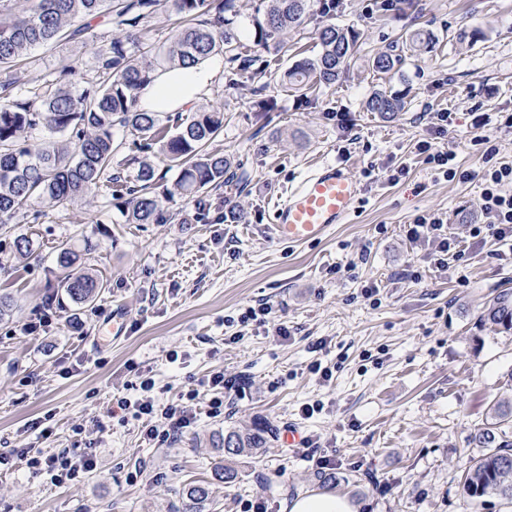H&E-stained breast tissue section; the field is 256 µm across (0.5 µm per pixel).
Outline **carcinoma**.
<instances>
[{
    "label": "carcinoma",
    "instance_id": "cac0c4a2",
    "mask_svg": "<svg viewBox=\"0 0 512 512\" xmlns=\"http://www.w3.org/2000/svg\"><path fill=\"white\" fill-rule=\"evenodd\" d=\"M376 5L396 14L418 7L417 0H378ZM335 10L336 0H266L265 9L249 19L254 30L249 46L240 37L238 0H37L34 8L22 11L11 0H0V71L5 73L0 79V235L12 239L13 252L25 255L31 251L30 241L12 235L11 225L36 223L42 208L68 210L91 195L101 197L105 208L117 206L125 224L167 221L154 165L145 157H132L112 166L116 127L138 141L141 153L155 152L177 170L166 195L192 201L207 188L223 187L234 161L210 146L224 133V112L195 106L190 116L170 126L161 122V113L137 108L139 93L159 71L218 54L237 65L238 72L261 78L283 52L285 32L302 30L317 18L318 52L283 72L292 89L316 95L336 82L360 49V32L327 23ZM159 13L175 17L172 35L160 45L139 42L142 27ZM89 19H102L117 29L97 49L99 76L77 90L71 65L26 90L8 76L29 51L82 34ZM79 20L82 24L75 25ZM430 41V34L412 30L388 51L369 58V66L378 74L398 72L406 53L426 48ZM365 108L390 119L406 108V101L381 89ZM58 258L69 269L58 287L71 303L90 305L109 288L103 276L77 265L79 254L70 243L59 245ZM478 320L483 328L511 334L512 291L493 296ZM510 423L512 404L498 402L491 408V422L472 436L480 453L464 461L463 486L476 512L486 497L512 502V440L505 431ZM275 439L272 425L255 421L229 426L209 438V444L224 451L227 461L241 455L256 458ZM183 495L184 512H203L209 489L192 485Z\"/></svg>",
    "mask_w": 512,
    "mask_h": 512
}]
</instances>
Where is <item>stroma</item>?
Instances as JSON below:
<instances>
[{"label": "stroma", "instance_id": "obj_1", "mask_svg": "<svg viewBox=\"0 0 512 512\" xmlns=\"http://www.w3.org/2000/svg\"><path fill=\"white\" fill-rule=\"evenodd\" d=\"M360 33L364 52L387 50L402 26L430 32L434 46L407 58L400 75L352 63L335 85L303 98L267 76L271 122L254 112V80L230 84L223 68L203 104L228 120L212 148L237 159L232 185L202 191V203L174 199L164 224H125L100 199L46 210L17 224L34 250L0 254V293L13 297L0 321V450L52 453L94 446L97 465L80 481L51 485L23 467L0 471V512H181L191 484L209 488L204 512H244L258 498L270 512L311 492L348 494L359 512H471L461 486L472 436L498 400L512 402V335L478 321L483 304L512 289V256L477 243L459 262L436 268L431 245L405 227L438 213L449 232L478 216L480 181L449 180L417 151L421 140L452 150L461 169L512 165V0H419L417 18L378 12L375 0H340L332 17ZM482 37H471L474 27ZM109 28L94 23L77 40L38 49L12 75L30 83L75 69L74 86L97 75L95 49ZM406 93L392 119L365 111L381 87ZM447 113L441 133L430 126ZM318 160L348 164L364 194L351 223L301 247L273 243L271 202ZM406 172L399 182L389 174ZM206 219H199V207ZM70 242L84 267L107 276L91 306L58 305L57 247ZM418 268L419 279L408 278ZM379 287L377 300L362 287ZM268 304L265 323H240ZM125 331L112 334L113 318ZM287 339L274 336L275 325ZM321 362L330 380L311 373ZM244 377L220 418L199 399L197 422L168 442L145 441L116 399L140 398L143 376L166 405L213 372ZM314 406L312 416L303 409ZM264 418L294 429L311 447L281 440L239 463L241 482L215 481L208 440L230 423ZM47 420L39 434L33 424ZM101 430H93V423ZM84 425L85 433L74 430ZM332 473L327 484L322 474Z\"/></svg>", "mask_w": 512, "mask_h": 512}]
</instances>
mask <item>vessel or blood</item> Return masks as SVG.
I'll list each match as a JSON object with an SVG mask.
<instances>
[{"mask_svg":"<svg viewBox=\"0 0 512 512\" xmlns=\"http://www.w3.org/2000/svg\"><path fill=\"white\" fill-rule=\"evenodd\" d=\"M363 191L345 165L323 162L275 202L269 236L285 245L321 241L335 225L350 223Z\"/></svg>","mask_w":512,"mask_h":512,"instance_id":"vessel-or-blood-1","label":"vessel or blood"}]
</instances>
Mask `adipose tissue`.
<instances>
[{
    "instance_id": "obj_1",
    "label": "adipose tissue",
    "mask_w": 512,
    "mask_h": 512,
    "mask_svg": "<svg viewBox=\"0 0 512 512\" xmlns=\"http://www.w3.org/2000/svg\"><path fill=\"white\" fill-rule=\"evenodd\" d=\"M223 67L219 57L160 72L141 93L138 107L145 112H177L203 97Z\"/></svg>"
}]
</instances>
